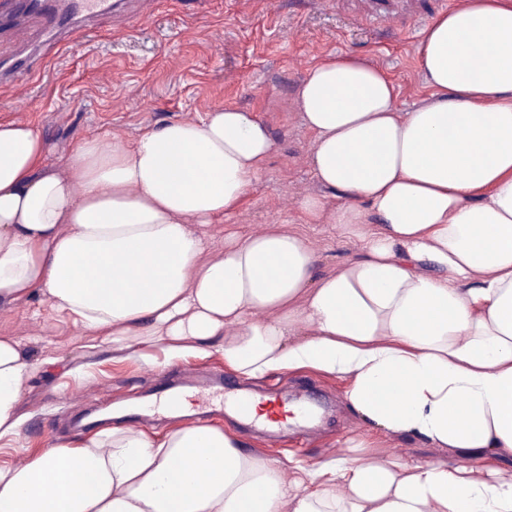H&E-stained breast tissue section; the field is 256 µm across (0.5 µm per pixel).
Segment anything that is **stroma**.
<instances>
[{"mask_svg": "<svg viewBox=\"0 0 512 512\" xmlns=\"http://www.w3.org/2000/svg\"><path fill=\"white\" fill-rule=\"evenodd\" d=\"M136 24L109 15L94 26L95 38L74 53L53 54L35 80L18 75L0 87V120L37 127L50 145L47 165L63 168L69 150L83 139L107 134L131 140L172 121H194L207 110L230 106L252 110L268 125L276 150L265 162L241 205L223 223L207 229L212 250L225 233L247 235L279 227L301 234L317 257L318 273H330L355 258L359 245L342 237L333 222L341 200L323 193L308 165L313 135L294 107V93L308 69L328 56L356 55L381 68L399 92L401 111L425 101L417 46L426 24L442 14L441 0H202L185 15L172 0H149ZM323 195L320 223H306L301 200ZM0 336L27 343L41 364L25 389L26 420L14 447L0 448V463L47 448L76 446L93 436L74 429L88 411L86 397L104 395L113 404L150 396L157 380L176 372L197 393L199 413L155 415L143 433L151 439L197 421L237 435L244 449L276 463L286 475L297 464L345 456L392 459L414 466L451 460L452 452L415 438L387 435L348 409L346 379L312 369L281 371L244 380L217 353L168 360L162 346L147 358L113 353L103 337L60 321L46 298L0 308ZM224 374L225 389L240 387L279 400L316 398L325 413L316 426L293 427L278 440L219 411L206 382Z\"/></svg>", "mask_w": 512, "mask_h": 512, "instance_id": "obj_1", "label": "stroma"}]
</instances>
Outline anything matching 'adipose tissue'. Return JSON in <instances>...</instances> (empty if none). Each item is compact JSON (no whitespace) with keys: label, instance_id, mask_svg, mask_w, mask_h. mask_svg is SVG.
<instances>
[{"label":"adipose tissue","instance_id":"ef3b65f1","mask_svg":"<svg viewBox=\"0 0 512 512\" xmlns=\"http://www.w3.org/2000/svg\"><path fill=\"white\" fill-rule=\"evenodd\" d=\"M431 94L400 111L367 60L329 57L300 82L309 166L342 198L359 255L316 272L299 234L204 230L275 149L253 111L216 107L127 143L82 140L44 168L33 125L0 122V305L34 296L116 350L215 349L255 379L309 367L386 433L458 459L406 467L340 457L286 478L206 423L148 439L116 426L0 463V512H512V0H463L417 48ZM35 364L0 336V447L20 433Z\"/></svg>","mask_w":512,"mask_h":512}]
</instances>
